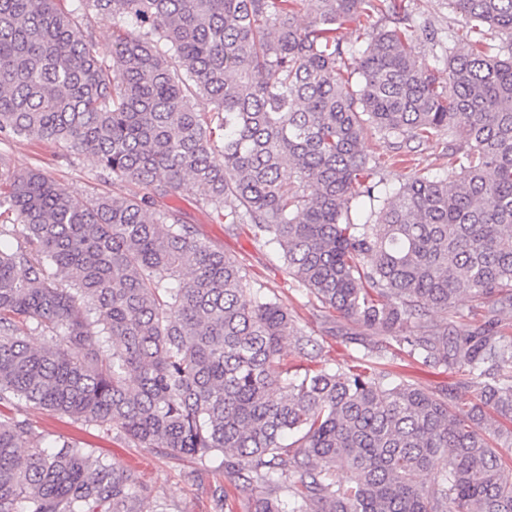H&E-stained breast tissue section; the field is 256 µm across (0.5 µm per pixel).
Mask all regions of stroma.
Segmentation results:
<instances>
[{"mask_svg": "<svg viewBox=\"0 0 512 512\" xmlns=\"http://www.w3.org/2000/svg\"><path fill=\"white\" fill-rule=\"evenodd\" d=\"M416 25L427 26L435 33L434 40L417 38L415 54L419 60L432 61L448 48V33L459 28L461 18L450 0H406ZM365 152L383 165L384 185L394 189L416 173L441 179H455L458 171L448 163V136L439 133L409 153L401 164H392L394 155L390 138L371 131L364 141ZM0 156L14 170L39 168L50 174L69 191L90 195L110 191L111 180L87 157L29 140L0 143ZM160 208L180 211L184 221L194 226L199 236L223 247L244 268L251 287L262 289L288 307L291 314L321 347L319 363L333 367L359 357L356 346L342 343L336 329L342 318L325 323L305 290L288 278L283 257L270 244L255 240L246 228L229 229L216 223L205 206L198 203L191 188H183L160 199ZM14 415L29 419L34 429L48 439L58 437L77 440L97 453L112 456L125 471L133 475L151 498L165 505L168 512H248L252 498L249 489L225 474L219 463L198 466L196 460L137 447L124 439L119 431L103 434L84 426L73 418L15 401Z\"/></svg>", "mask_w": 512, "mask_h": 512, "instance_id": "stroma-1", "label": "stroma"}]
</instances>
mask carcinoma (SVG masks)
<instances>
[{
  "instance_id": "obj_1",
  "label": "carcinoma",
  "mask_w": 512,
  "mask_h": 512,
  "mask_svg": "<svg viewBox=\"0 0 512 512\" xmlns=\"http://www.w3.org/2000/svg\"><path fill=\"white\" fill-rule=\"evenodd\" d=\"M452 2L440 86L405 0H0V137L89 156L119 186L77 196L0 157V407L221 457L259 490L250 512H512V43L488 37L512 38V0ZM116 16L130 29L105 54L91 23ZM370 128L398 151L448 133L457 178L380 190ZM127 184L189 185L277 245L321 317L350 324L357 364L285 362L317 341ZM464 298L481 324L454 325ZM393 351L460 380L388 381ZM0 512L159 510L112 457L0 410Z\"/></svg>"
}]
</instances>
